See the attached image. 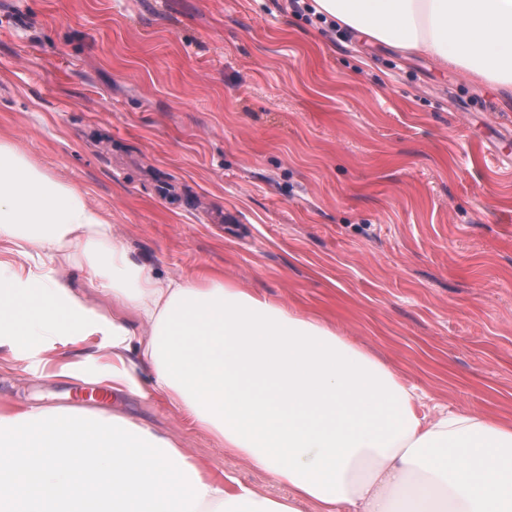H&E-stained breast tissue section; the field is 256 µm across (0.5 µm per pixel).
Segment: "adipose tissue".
I'll return each mask as SVG.
<instances>
[{
  "label": "adipose tissue",
  "instance_id": "ef3b65f1",
  "mask_svg": "<svg viewBox=\"0 0 512 512\" xmlns=\"http://www.w3.org/2000/svg\"><path fill=\"white\" fill-rule=\"evenodd\" d=\"M359 35L512 85V0H315ZM0 239L44 273L0 260V346L91 335L82 293L49 272L61 250L107 278L141 328L107 324L112 388L152 389L246 458L288 499L204 479L179 448L116 414L0 413V512H512V422L431 406L322 321L212 280L133 261L82 191L0 140Z\"/></svg>",
  "mask_w": 512,
  "mask_h": 512
}]
</instances>
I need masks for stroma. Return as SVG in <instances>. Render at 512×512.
<instances>
[{
  "label": "stroma",
  "mask_w": 512,
  "mask_h": 512,
  "mask_svg": "<svg viewBox=\"0 0 512 512\" xmlns=\"http://www.w3.org/2000/svg\"><path fill=\"white\" fill-rule=\"evenodd\" d=\"M0 140L81 190L154 275H210L512 421V88L290 0H0ZM104 318L85 262L58 264ZM107 329L0 348V411L110 387ZM103 409L202 475L288 493L148 389Z\"/></svg>",
  "instance_id": "stroma-1"
}]
</instances>
